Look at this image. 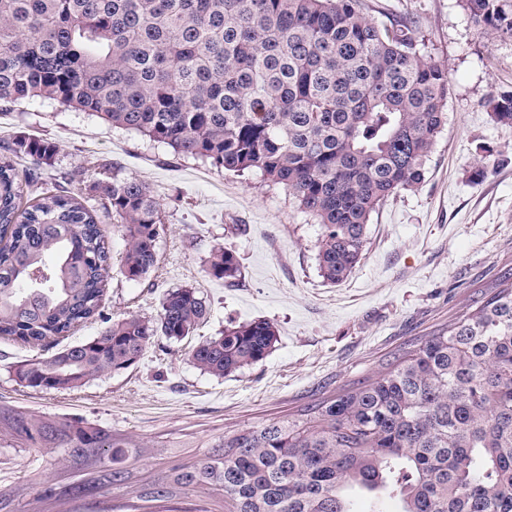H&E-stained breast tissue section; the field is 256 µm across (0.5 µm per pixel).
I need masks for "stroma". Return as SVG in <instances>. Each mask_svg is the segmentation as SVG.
<instances>
[{
	"label": "stroma",
	"mask_w": 512,
	"mask_h": 512,
	"mask_svg": "<svg viewBox=\"0 0 512 512\" xmlns=\"http://www.w3.org/2000/svg\"><path fill=\"white\" fill-rule=\"evenodd\" d=\"M379 21L407 19L425 36L422 53L448 71V122L416 189L391 197L368 226L364 256L342 283L324 280L320 227L282 186L238 176L174 154L134 131L46 99L0 106V158L17 137L58 147L41 179L61 174L91 206L113 255L101 315L70 337L98 336L128 315L152 317L168 290L196 287L209 316L194 336H159L131 368L82 388L39 392L11 367L48 357L52 346L0 337V512H220L221 491L176 485V468L213 455L225 435L294 415L374 375L410 345L447 325L512 268V127L498 124L491 97L512 90V41L480 34L464 0H366ZM485 174L474 177L476 163ZM133 177L159 199V262L126 277L124 242L92 186ZM234 250L242 275L213 278V249ZM265 319L277 342L262 362L218 378L189 359L196 341L229 323ZM93 424L123 442L111 451L73 452L62 442L34 446L15 417ZM121 480H114V471Z\"/></svg>",
	"instance_id": "1"
}]
</instances>
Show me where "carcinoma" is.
Segmentation results:
<instances>
[{"instance_id":"carcinoma-1","label":"carcinoma","mask_w":512,"mask_h":512,"mask_svg":"<svg viewBox=\"0 0 512 512\" xmlns=\"http://www.w3.org/2000/svg\"><path fill=\"white\" fill-rule=\"evenodd\" d=\"M465 2L478 32L512 39V0ZM448 94V71L421 54L417 30L375 20L361 0H0L1 104L57 101L218 171L260 173L320 225L319 271L333 284L360 263L372 214L424 182ZM489 106L512 126V91ZM8 150L49 165L57 146L19 138ZM39 180L0 162V336L29 346L100 314L111 260L77 197L45 193L18 212ZM94 188L117 221L124 273L145 277L157 263L160 202L135 178ZM49 254L51 277L32 282ZM209 273L231 283L239 258L218 248ZM208 315L182 286L157 317L114 321L12 371L27 388L77 390L134 365L157 336L193 335ZM276 342L272 323H239L190 358L223 377ZM13 427L35 443L121 457L122 444L92 425L20 416ZM217 447L176 482L221 488L224 512H356L354 490L373 504L395 499L399 512H512V270L376 378Z\"/></svg>"}]
</instances>
